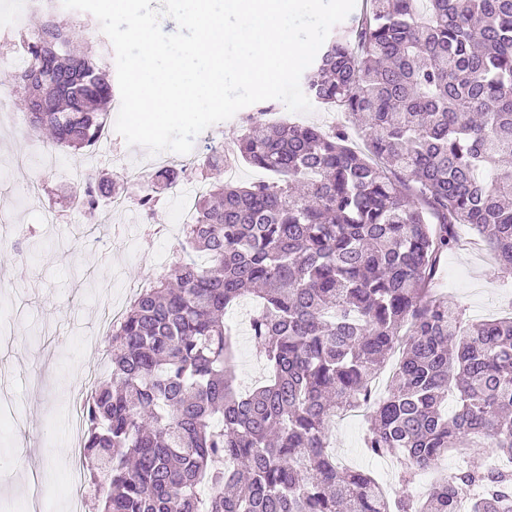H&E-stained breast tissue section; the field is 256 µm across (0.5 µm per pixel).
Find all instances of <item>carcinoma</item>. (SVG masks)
I'll return each mask as SVG.
<instances>
[{
	"instance_id": "carcinoma-1",
	"label": "carcinoma",
	"mask_w": 512,
	"mask_h": 512,
	"mask_svg": "<svg viewBox=\"0 0 512 512\" xmlns=\"http://www.w3.org/2000/svg\"><path fill=\"white\" fill-rule=\"evenodd\" d=\"M368 2L302 75L316 103L365 121V149L339 127L250 118L236 156L272 178L209 184L184 225L206 262L178 257L112 326L83 439L100 512H456L474 488L469 512H512V316L468 324L434 290L462 225L512 273V0ZM25 50L12 88L29 128L89 152L115 99L106 66L50 11ZM177 183L155 171L138 205L154 217ZM107 196L86 180L89 211ZM248 296L271 376L243 394L224 314ZM360 401L365 448L403 458L404 484L450 448L484 444L507 465L446 472L418 507L383 500L330 447L332 419Z\"/></svg>"
}]
</instances>
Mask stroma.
<instances>
[{
    "mask_svg": "<svg viewBox=\"0 0 512 512\" xmlns=\"http://www.w3.org/2000/svg\"><path fill=\"white\" fill-rule=\"evenodd\" d=\"M56 12L76 30L79 45L102 52L108 67H115V52L98 20L87 12L57 7ZM247 110L230 120L209 127L197 135L191 154L165 151L150 154L141 146H130L116 132L96 155L86 158L49 150L47 143L15 126L11 112L0 113V219L7 227L20 224L35 231L33 245L16 252L13 241L0 240V393L14 401V418L0 423V512H29L28 487L46 491L43 512H93L90 503L72 505L67 494V474L71 461V433L67 411L74 382L80 373L96 372L99 381L111 378V362L105 349H92L87 337L106 341L97 330V316L105 306L121 310L127 305L131 282L159 277L166 272L154 256L172 257L180 252L183 237L180 224L171 222L170 207L160 209L154 221L168 227L164 237L146 236L142 228H128L133 211L98 209L95 213L74 211L69 203L71 184L60 176L67 165L85 168L87 175L108 179L129 200L140 194L126 184L113 167L114 159L144 171L160 165L199 162L205 157L204 142L215 137L225 148H232L243 131ZM272 121L323 124L328 120L346 127L355 143L363 134L355 119L343 112L328 113L321 106L312 112L291 113L276 103L268 115ZM27 158L24 169L13 168L14 156ZM42 185L39 196H28L29 181ZM53 209L58 222H40L43 209ZM124 226L121 246L103 259L87 251L78 240L82 229L108 236L114 226ZM469 245L448 253L441 262L437 279L440 296L460 305L470 321L512 315V275L505 273L495 255L483 243L473 240L470 229H463ZM225 321L237 334L233 371L241 389H249L264 378L258 367L263 359L241 325L235 308H228ZM369 425L367 414L336 420L330 438L339 464L370 470L377 481L389 473L381 459L364 447ZM32 461V469L19 472L14 462L19 455Z\"/></svg>",
    "mask_w": 512,
    "mask_h": 512,
    "instance_id": "obj_1",
    "label": "stroma"
}]
</instances>
